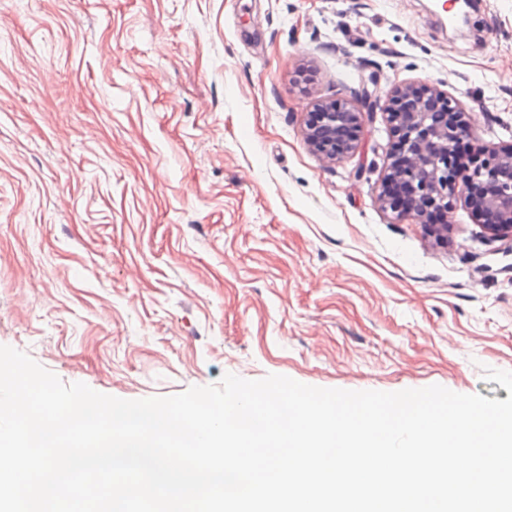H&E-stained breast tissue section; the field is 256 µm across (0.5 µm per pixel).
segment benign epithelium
I'll return each mask as SVG.
<instances>
[{"label":"benign epithelium","instance_id":"benign-epithelium-1","mask_svg":"<svg viewBox=\"0 0 512 512\" xmlns=\"http://www.w3.org/2000/svg\"><path fill=\"white\" fill-rule=\"evenodd\" d=\"M377 110L386 112L395 137L377 197L384 212L396 220L411 216L445 240L460 201L491 238L512 241V145L481 148L464 163L461 152L473 132L459 102L434 84H397L384 106L367 88L352 102L318 99L306 113L305 142L326 162L348 156L364 115Z\"/></svg>","mask_w":512,"mask_h":512}]
</instances>
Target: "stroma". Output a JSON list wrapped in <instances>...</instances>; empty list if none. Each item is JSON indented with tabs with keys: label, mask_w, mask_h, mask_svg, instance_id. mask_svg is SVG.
I'll return each mask as SVG.
<instances>
[{
	"label": "stroma",
	"mask_w": 512,
	"mask_h": 512,
	"mask_svg": "<svg viewBox=\"0 0 512 512\" xmlns=\"http://www.w3.org/2000/svg\"><path fill=\"white\" fill-rule=\"evenodd\" d=\"M424 81L512 143V0H0V345L62 382L171 396L224 374L504 400L512 242L377 202L393 137L323 162L320 97Z\"/></svg>",
	"instance_id": "stroma-1"
}]
</instances>
